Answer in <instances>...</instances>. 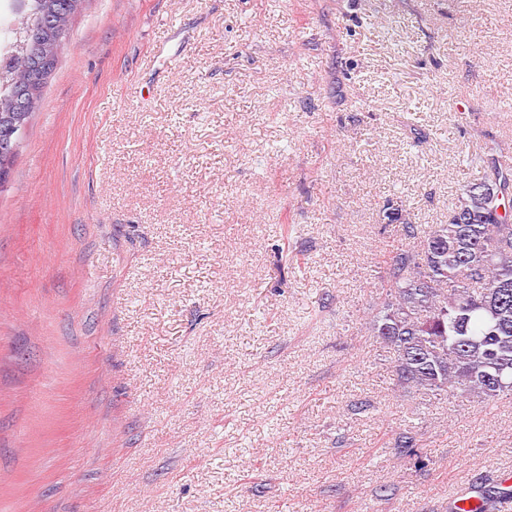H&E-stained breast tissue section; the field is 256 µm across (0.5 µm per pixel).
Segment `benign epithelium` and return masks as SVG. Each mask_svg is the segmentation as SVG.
Segmentation results:
<instances>
[{"label":"benign epithelium","mask_w":512,"mask_h":512,"mask_svg":"<svg viewBox=\"0 0 512 512\" xmlns=\"http://www.w3.org/2000/svg\"><path fill=\"white\" fill-rule=\"evenodd\" d=\"M54 39H47L43 42L40 53V60L36 66V75L30 77L24 83L18 85L14 93L13 111L14 115L0 133V185L9 176L11 164L17 153L21 134L28 125L30 112L39 95V90L45 78L55 67L58 59V44L61 38V23L52 22Z\"/></svg>","instance_id":"obj_1"}]
</instances>
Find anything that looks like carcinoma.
Wrapping results in <instances>:
<instances>
[{
	"label": "carcinoma",
	"mask_w": 512,
	"mask_h": 512,
	"mask_svg": "<svg viewBox=\"0 0 512 512\" xmlns=\"http://www.w3.org/2000/svg\"><path fill=\"white\" fill-rule=\"evenodd\" d=\"M76 0H33L21 39L0 67V122L6 119L17 55L34 34L47 35V13L75 14ZM489 138L476 157L479 175L448 212L424 228L401 200L381 207L405 244L381 254L385 276L369 332L394 356L396 381L408 388L476 398L490 406L512 396V166Z\"/></svg>",
	"instance_id": "carcinoma-1"
}]
</instances>
